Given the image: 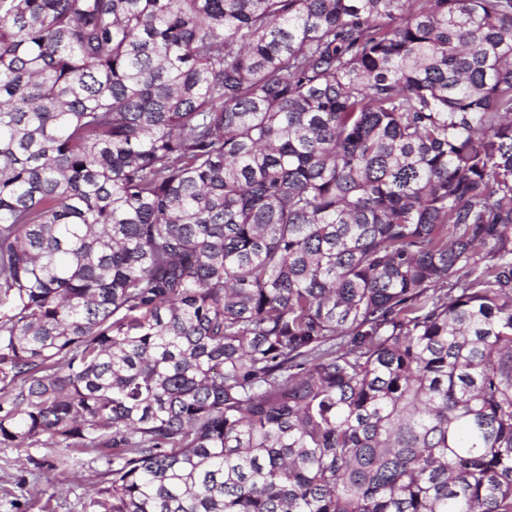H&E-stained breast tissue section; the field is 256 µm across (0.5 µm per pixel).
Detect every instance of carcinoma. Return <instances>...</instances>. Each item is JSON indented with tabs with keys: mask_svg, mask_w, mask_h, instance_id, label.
<instances>
[{
	"mask_svg": "<svg viewBox=\"0 0 512 512\" xmlns=\"http://www.w3.org/2000/svg\"><path fill=\"white\" fill-rule=\"evenodd\" d=\"M88 512H512V0H0V445ZM104 468L94 449L0 446V512H87L85 490Z\"/></svg>",
	"mask_w": 512,
	"mask_h": 512,
	"instance_id": "obj_1",
	"label": "carcinoma"
}]
</instances>
